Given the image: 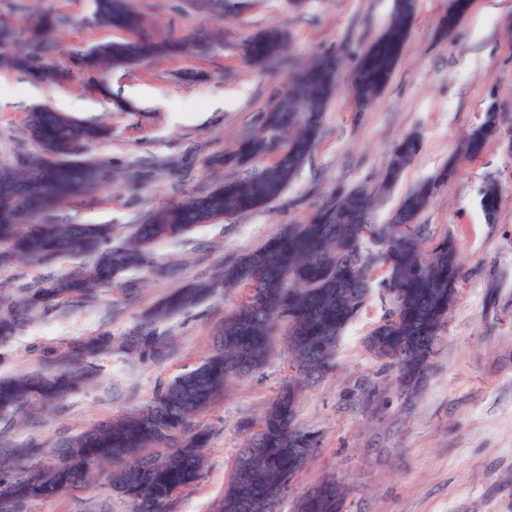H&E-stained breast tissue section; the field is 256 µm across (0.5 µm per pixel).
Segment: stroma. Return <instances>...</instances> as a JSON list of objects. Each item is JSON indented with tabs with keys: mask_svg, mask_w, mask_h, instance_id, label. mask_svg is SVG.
I'll return each instance as SVG.
<instances>
[{
	"mask_svg": "<svg viewBox=\"0 0 512 512\" xmlns=\"http://www.w3.org/2000/svg\"><path fill=\"white\" fill-rule=\"evenodd\" d=\"M232 15L212 21L198 0H135L159 39L199 35L210 42L201 56L158 58L99 81L59 85L31 83L0 70V159L9 158L24 134L33 105L62 109L82 101V115L100 118L112 137L91 148L93 158L117 164L142 156L162 163L137 197L102 190L56 212L62 224H112L127 236L133 221L216 178L240 179L244 166L215 171L212 156L234 153L260 127L266 110L288 84L291 71L317 55L342 61L339 85L323 116L321 142L284 196L268 208L203 224L185 238L158 243L157 263L181 264L176 279L142 274L135 292L105 288L91 302L70 300L63 311L37 313L0 344V378L42 369L63 352L97 341L90 360L94 380L30 424L0 420L4 440L41 448V462L56 442L134 411L169 378L202 360L213 347L225 316L243 292L216 286L189 310L156 326L162 355L142 352L132 333L139 320L174 288L215 277L225 260L261 245L283 224L302 223L314 202L334 187L376 191L374 223H388L404 196L448 161L455 171L421 214L433 238L452 235L463 261L456 305L448 315L431 368L414 398L401 395L394 371L366 348L365 338L389 309L380 287L346 329L336 367L306 384L297 421L321 434L315 457L288 488L277 512H292L294 500L323 478L348 488L347 512H512V0H473L450 34L440 23L450 0H418L417 18L387 88L372 107L357 111L349 77L387 25L393 0H234ZM72 23L62 37L65 51L121 38L118 30L94 26L93 0H47ZM269 26L290 40L287 67L259 70L247 64L242 43ZM495 108L502 139L476 158L462 144ZM413 134L420 151L399 181L380 190L392 146ZM179 167L171 175L168 164ZM502 187L494 222L480 205L488 181ZM77 265L63 257L43 268L23 263L0 269V291L35 288ZM295 374L283 337H276L267 363L200 416L212 431L204 478L184 492L178 512H219L231 468L250 427ZM30 512H132L114 498L108 471Z\"/></svg>",
	"mask_w": 512,
	"mask_h": 512,
	"instance_id": "stroma-1",
	"label": "stroma"
}]
</instances>
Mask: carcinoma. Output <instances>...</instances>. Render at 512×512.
I'll return each mask as SVG.
<instances>
[{"label": "carcinoma", "instance_id": "carcinoma-1", "mask_svg": "<svg viewBox=\"0 0 512 512\" xmlns=\"http://www.w3.org/2000/svg\"><path fill=\"white\" fill-rule=\"evenodd\" d=\"M36 7L19 26L0 17V69L27 75L42 84L62 83L129 69L158 56H185L205 49L199 40L157 41L146 34L144 15L134 0H95L97 26L123 31L130 38L78 51L70 65L49 59L50 37L70 19L59 10L32 0ZM414 0H395L390 21L362 54L351 80L358 110L371 106L389 83L415 21ZM472 0H452L442 25L448 32L466 15ZM284 34L271 27L244 45L246 61L258 68L286 64ZM340 60L321 56L298 69V81L265 113L262 129L245 139L236 155L218 156L212 164L255 166L243 179L201 186L177 201L136 220L125 239L110 224H59L51 212L103 186L136 189L152 179L156 162L141 159L132 166L81 157L83 149L108 139L111 127L78 119L47 105L26 118L31 148L0 160V187L23 186L15 200L0 197V268L17 261L47 267L61 257L90 258L69 274L14 295L0 292V342L12 338L37 311L61 310L73 296L95 297L99 288L131 287L127 274L150 271L169 279L175 265H158L152 248L177 240L199 224L214 223L256 211L280 199L315 150L323 112L336 93ZM497 138L490 114L473 129L465 153L480 156ZM419 150L418 138L406 136L391 149L383 184L394 183ZM453 168H443L432 181L415 187L402 200L391 223L373 224L376 193L336 189L324 196L301 224H284L259 247L224 264V285L246 291L240 305L224 319L213 351L198 364L174 376L140 409L120 415L80 435L59 442L49 465L15 467L20 457L38 448H15L0 442V512H27L30 504L50 499L85 483L96 466H112V496L132 503V512H176L178 496L204 475L210 431L197 418L224 395L233 380L263 367L279 325L293 368L306 378H321L335 367L336 348L347 326L364 307L372 288V272L385 269L383 288L391 307L365 338L369 352L396 371L399 388L412 393L430 368L448 320V304L457 301L462 266L458 245L449 235L427 246V225L419 215L430 204L436 185ZM501 191L488 183L481 195L485 216H495ZM373 244L371 250L367 244ZM211 284L179 288L164 299L137 328L142 349L154 356L155 324L204 298ZM94 367L78 353H65L53 366L35 373L0 378V417L45 407L55 410L69 394L93 376ZM302 391L290 380L245 440L234 460L220 512H274L270 493L297 478L320 443L317 431L296 422ZM343 485L327 479L301 496L293 512H344Z\"/></svg>", "mask_w": 512, "mask_h": 512}]
</instances>
